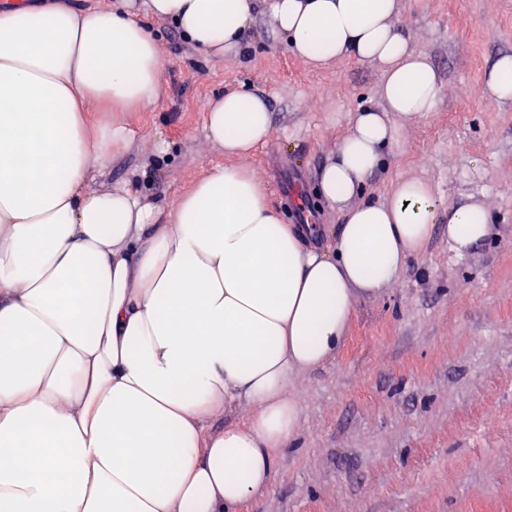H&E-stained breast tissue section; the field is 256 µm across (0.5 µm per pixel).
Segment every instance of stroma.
I'll return each instance as SVG.
<instances>
[{"mask_svg": "<svg viewBox=\"0 0 512 512\" xmlns=\"http://www.w3.org/2000/svg\"><path fill=\"white\" fill-rule=\"evenodd\" d=\"M257 8L245 54H203L167 20L144 17L162 59V94L121 113L131 135L95 184L125 185L166 218L222 150L204 137L205 105L229 91L264 94L270 138L244 166L289 224L331 245L343 217L322 203L320 168L357 109L380 104L382 76L350 58L311 70ZM397 29L427 54L443 92L425 118L397 125L383 168L362 190L387 198L401 178L428 181L442 210L481 201L494 221L459 257L448 224L378 295L358 297L346 337L322 366L294 372V434L268 488L239 512H512V100L486 102L494 62L512 54V0H400Z\"/></svg>", "mask_w": 512, "mask_h": 512, "instance_id": "obj_1", "label": "stroma"}]
</instances>
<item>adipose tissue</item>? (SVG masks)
I'll use <instances>...</instances> for the list:
<instances>
[{
  "mask_svg": "<svg viewBox=\"0 0 512 512\" xmlns=\"http://www.w3.org/2000/svg\"><path fill=\"white\" fill-rule=\"evenodd\" d=\"M199 50L243 43L254 0H141ZM278 32L315 68L383 74L382 109L351 116L318 194L343 216L333 249L306 244L242 166L272 132L267 100L206 108L226 164L179 194L164 223L125 186L95 188L129 142L118 112L154 106L156 39L120 8L0 11V512H238L271 479L300 412L294 371L333 357L358 296L385 288L429 240L438 201L399 179L357 201L396 123L442 84L394 27L399 0H271ZM103 114L90 126L86 102ZM486 205L448 213L460 255L492 230ZM244 425L213 431L227 404Z\"/></svg>",
  "mask_w": 512,
  "mask_h": 512,
  "instance_id": "obj_1",
  "label": "adipose tissue"
}]
</instances>
